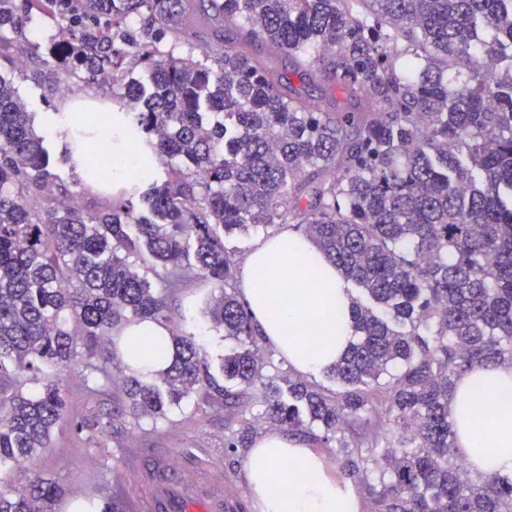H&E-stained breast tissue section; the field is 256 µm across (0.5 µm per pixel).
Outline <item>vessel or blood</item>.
<instances>
[{
  "mask_svg": "<svg viewBox=\"0 0 512 512\" xmlns=\"http://www.w3.org/2000/svg\"><path fill=\"white\" fill-rule=\"evenodd\" d=\"M244 497L224 490L208 465L197 463L192 472L157 456L146 489L137 498L140 512H240Z\"/></svg>",
  "mask_w": 512,
  "mask_h": 512,
  "instance_id": "obj_1",
  "label": "vessel or blood"
}]
</instances>
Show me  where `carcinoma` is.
<instances>
[{
	"instance_id": "carcinoma-1",
	"label": "carcinoma",
	"mask_w": 512,
	"mask_h": 512,
	"mask_svg": "<svg viewBox=\"0 0 512 512\" xmlns=\"http://www.w3.org/2000/svg\"><path fill=\"white\" fill-rule=\"evenodd\" d=\"M210 2L235 40L200 59L193 0H0V55L37 14L58 39L35 46L34 77L57 92L78 76L123 113L95 137L64 135L129 141L156 163L147 188L133 178L113 195L94 186L105 177L86 150L71 192L0 75V471L27 476L70 417L58 382L23 391L47 367L93 394L119 379L130 414L154 424L188 398L214 414L247 403L256 413L224 447H245L259 424L301 432L336 448L338 477L373 512H512V477L472 478L448 420L463 372L512 364V0ZM259 43L355 108L284 93ZM205 111L224 121L204 125ZM275 224L362 294L356 340L326 370L334 390L290 372L233 287L224 238ZM189 278L213 285L205 314L242 348L214 365L180 328L169 369L134 374L112 333L141 319L171 328L167 298ZM59 493L1 490L0 512H53ZM96 496L132 510L118 486Z\"/></svg>"
}]
</instances>
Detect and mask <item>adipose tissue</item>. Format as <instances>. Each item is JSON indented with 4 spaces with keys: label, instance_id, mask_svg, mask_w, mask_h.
Masks as SVG:
<instances>
[{
    "label": "adipose tissue",
    "instance_id": "1",
    "mask_svg": "<svg viewBox=\"0 0 512 512\" xmlns=\"http://www.w3.org/2000/svg\"><path fill=\"white\" fill-rule=\"evenodd\" d=\"M240 292L267 343L291 369L316 374L335 364L354 339L351 293L340 271L304 235L282 231L263 238L241 266ZM151 337L153 356L135 365L152 375L168 368L170 333L153 320L121 327L113 349L131 352V339ZM456 444L478 476L512 473V365L492 364L462 373L448 401ZM482 434L483 452L473 450ZM260 512H361L356 489L331 474L327 462L283 433L261 437L245 464Z\"/></svg>",
    "mask_w": 512,
    "mask_h": 512
}]
</instances>
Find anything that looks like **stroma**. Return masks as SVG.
Returning a JSON list of instances; mask_svg holds the SVG:
<instances>
[{
    "label": "stroma",
    "mask_w": 512,
    "mask_h": 512,
    "mask_svg": "<svg viewBox=\"0 0 512 512\" xmlns=\"http://www.w3.org/2000/svg\"><path fill=\"white\" fill-rule=\"evenodd\" d=\"M33 70L27 53L17 50L12 60L0 58V74L14 80L29 111H57L67 104L83 103L93 112L112 107L111 95L80 86L68 97L50 93L47 86L34 80ZM210 291V285L203 280L190 279L169 305L174 317L185 318L186 328L194 331L198 343L213 359L231 353L238 344L225 338L205 317V300ZM69 396L72 416L56 429L50 448L42 452L30 475L32 482L60 487L55 512H66L69 501L89 499L90 488L106 482L121 484L128 497H135L137 488L128 479V467L131 456L139 448H164L177 460L189 464L207 462L225 486L249 493L244 470L249 452L243 448L226 452L224 437L228 419L224 415L207 413L188 423L184 411L174 408L166 422L145 433L119 397L90 396L75 388ZM88 419L101 421V428H84L83 423Z\"/></svg>",
    "instance_id": "35a3bbf8"
}]
</instances>
